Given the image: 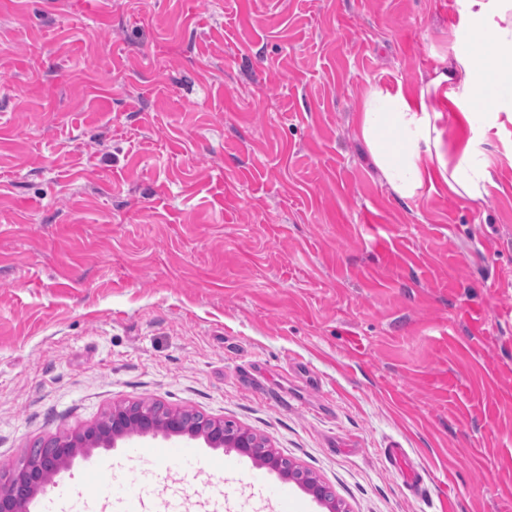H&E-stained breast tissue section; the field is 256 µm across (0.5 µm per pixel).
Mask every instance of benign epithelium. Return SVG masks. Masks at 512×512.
Here are the masks:
<instances>
[{
	"mask_svg": "<svg viewBox=\"0 0 512 512\" xmlns=\"http://www.w3.org/2000/svg\"><path fill=\"white\" fill-rule=\"evenodd\" d=\"M160 434L166 438L202 439L212 448L243 453L302 485L327 512H346L320 481L278 456L266 440L250 430L220 419H203L177 410L160 412L142 404L116 406L101 421L75 435L40 440L35 445L37 452L23 468L0 479V512H26L28 503L68 470L76 446L112 448L119 440L126 445L144 443L146 438Z\"/></svg>",
	"mask_w": 512,
	"mask_h": 512,
	"instance_id": "obj_1",
	"label": "benign epithelium"
}]
</instances>
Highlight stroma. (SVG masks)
Returning <instances> with one entry per match:
<instances>
[{
  "instance_id": "obj_1",
  "label": "stroma",
  "mask_w": 512,
  "mask_h": 512,
  "mask_svg": "<svg viewBox=\"0 0 512 512\" xmlns=\"http://www.w3.org/2000/svg\"><path fill=\"white\" fill-rule=\"evenodd\" d=\"M461 20L0 0V474L157 403L251 430L347 512H512V125L477 202L394 196L357 133L366 89L418 91ZM159 479L146 512H279L274 470Z\"/></svg>"
}]
</instances>
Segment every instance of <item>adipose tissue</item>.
<instances>
[{"instance_id": "ef3b65f1", "label": "adipose tissue", "mask_w": 512, "mask_h": 512, "mask_svg": "<svg viewBox=\"0 0 512 512\" xmlns=\"http://www.w3.org/2000/svg\"><path fill=\"white\" fill-rule=\"evenodd\" d=\"M463 14L447 67L435 70L418 94L374 85L363 95L358 133L399 198L418 196L438 176L450 194L479 201L492 183L490 134L512 124V56L500 52L512 45V0H463ZM440 92L471 132L452 161L442 150L432 104Z\"/></svg>"}]
</instances>
